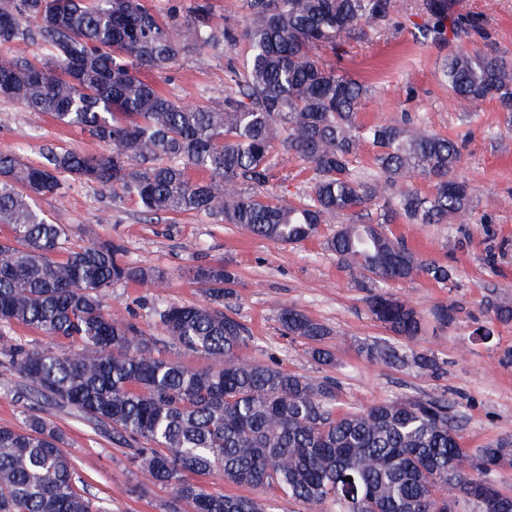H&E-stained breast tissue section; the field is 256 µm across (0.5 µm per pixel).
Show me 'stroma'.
I'll use <instances>...</instances> for the list:
<instances>
[{
    "instance_id": "1",
    "label": "stroma",
    "mask_w": 512,
    "mask_h": 512,
    "mask_svg": "<svg viewBox=\"0 0 512 512\" xmlns=\"http://www.w3.org/2000/svg\"><path fill=\"white\" fill-rule=\"evenodd\" d=\"M459 10L483 15L493 47L512 50V0H459ZM414 31L410 24L398 30L375 26L364 39L351 42L340 65L374 88L359 119L365 124L405 120L458 142L463 152L458 173L473 186L478 213L490 218L486 224H410L402 218L391 224V232L410 249L455 271L447 283L421 276L388 284V291L425 317L414 339L393 335L378 323L367 306L373 281L353 277L325 250L323 239L335 231V224L324 225L321 237L277 245L202 215L166 216L149 223L135 202L113 205L108 190L73 181L63 199L47 197L39 205L54 222L67 225V248H79L93 238L120 239L131 261L167 272V280L157 287L127 284L112 290V306L133 314L142 325L152 324L155 305L204 302L187 269L224 263L238 277L224 310L249 332L246 358L336 380L345 410L447 395L462 418L465 447L478 448L492 439L512 437V366L501 363L504 352L512 349V323L491 320L484 306L489 298L512 304V131L495 101L457 106L438 73L450 46L416 41ZM244 52L241 45L228 53L186 52L170 68L147 72L146 77L175 100L216 105L232 84L230 62H241ZM48 147L94 151L98 145L87 133L60 126L48 114L0 100V149L36 164ZM312 177L299 159L281 156L273 191L292 198L307 191ZM449 302L456 306L453 321L435 322L432 309ZM285 307L332 328L333 366L314 363L304 340L284 334L279 313ZM481 324L492 329L489 339L475 335ZM374 338L434 355L442 368L440 377L366 359L357 345ZM35 411L61 430L63 447L95 504L109 512H193L169 487L140 491L142 476L128 449L95 433L74 410L42 404Z\"/></svg>"
}]
</instances>
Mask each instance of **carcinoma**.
<instances>
[{"instance_id":"carcinoma-1","label":"carcinoma","mask_w":512,"mask_h":512,"mask_svg":"<svg viewBox=\"0 0 512 512\" xmlns=\"http://www.w3.org/2000/svg\"><path fill=\"white\" fill-rule=\"evenodd\" d=\"M243 27L210 24L211 0L171 6L158 18L143 0H0V98L45 112L102 145L95 152L48 150L38 166L0 150V366L22 381L18 397L75 410L98 433L132 450L149 483L170 487L193 512H264L255 498L215 494L190 480L272 489L303 512H512L502 471L512 440L462 447L455 405L444 396L391 400L336 411V384L242 357L249 336L224 312L234 271L222 263L189 270L204 304L153 311L147 329L112 308L117 285H158L166 274L127 259L119 240L94 239L62 254L67 229L38 207L65 197L67 181L96 184L112 202L135 201L143 219L203 214L274 244H299L348 215L326 248L359 278L383 286L424 275L447 282L448 268L387 232L399 214L414 224L472 223L474 190L459 178L460 146L427 129L357 119L371 87L325 64L317 51L346 53L367 29L396 19L397 0H245ZM427 42H474L480 19L456 0H421ZM231 51L242 68L218 105H185L140 78L187 50ZM36 45L41 59L10 45ZM463 108L492 99L512 123V56L458 47L440 66ZM379 148L375 173L357 172L362 146ZM312 172L296 201L269 193L275 150ZM431 183L422 193L411 182ZM377 322L413 339L423 317L381 288L368 298ZM284 332L305 340L311 359L334 364L326 324L284 308ZM34 330L63 348H28L9 334ZM194 352L189 368L158 346ZM360 350L371 361L441 375L435 357L380 339ZM51 420L31 413L24 428L0 426V512H105L77 485ZM451 480V502L436 495Z\"/></svg>"}]
</instances>
